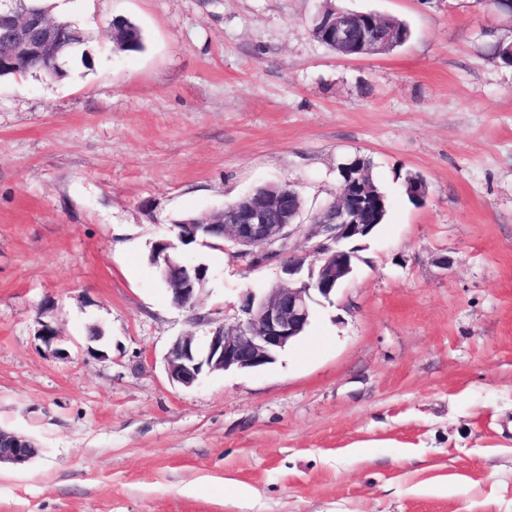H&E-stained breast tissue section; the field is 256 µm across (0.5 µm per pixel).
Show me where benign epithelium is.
Masks as SVG:
<instances>
[{
    "instance_id": "benign-epithelium-1",
    "label": "benign epithelium",
    "mask_w": 512,
    "mask_h": 512,
    "mask_svg": "<svg viewBox=\"0 0 512 512\" xmlns=\"http://www.w3.org/2000/svg\"><path fill=\"white\" fill-rule=\"evenodd\" d=\"M512 0H489L488 8L512 28ZM74 32L33 12L25 0H0V65H16L19 58H52L62 44L74 40ZM336 53L351 56L349 30L338 19L327 32ZM282 191L268 186L224 205V210L206 215L194 224H176L175 239L154 242L153 265L161 271L174 293L173 304L193 310L206 289L208 268L182 261L176 241L220 238L224 248L235 250L253 267L279 263L287 279L260 297L249 294L242 316L229 325L209 330L205 347L191 335L180 336L165 357L169 381L178 387L195 386L205 373L228 370H258L305 332L318 298L328 300L353 272L354 252L341 243L369 237L373 226L358 221L353 202L374 195L369 176L360 171L336 192V199L312 217L308 224L298 218L301 208L278 212ZM280 216H275V213ZM301 236L311 243L313 254L307 277H301L307 256L290 251V240ZM38 455V448L25 436L0 430V464L23 466Z\"/></svg>"
}]
</instances>
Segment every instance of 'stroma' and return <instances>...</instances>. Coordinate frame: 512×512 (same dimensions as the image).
<instances>
[{"label": "stroma", "instance_id": "1", "mask_svg": "<svg viewBox=\"0 0 512 512\" xmlns=\"http://www.w3.org/2000/svg\"><path fill=\"white\" fill-rule=\"evenodd\" d=\"M325 3L68 0L64 76L0 78V429L40 449L0 466V512H512V67L488 55L511 30L477 0H335L411 31L343 58L311 35ZM356 157L387 217L305 335L171 385V343L209 328L154 242L267 183L310 218ZM179 253L219 323L281 277ZM173 239H160L154 242L151 252L153 265L161 271L174 293L172 303L179 307L195 310L200 305L201 295L206 289L208 268L182 261L176 252Z\"/></svg>", "mask_w": 512, "mask_h": 512}]
</instances>
